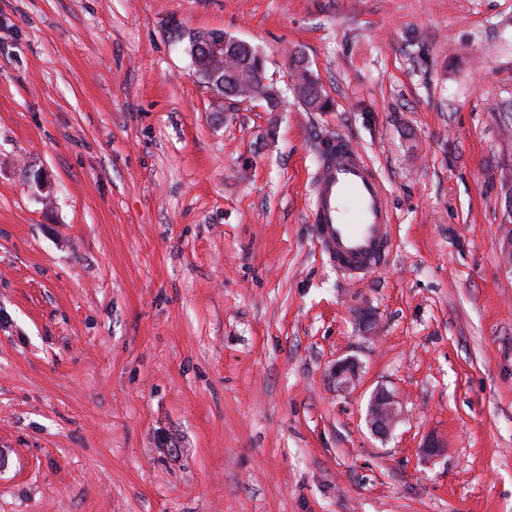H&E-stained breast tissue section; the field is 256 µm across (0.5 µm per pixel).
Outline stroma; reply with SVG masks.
Instances as JSON below:
<instances>
[{"instance_id": "35a3bbf8", "label": "stroma", "mask_w": 512, "mask_h": 512, "mask_svg": "<svg viewBox=\"0 0 512 512\" xmlns=\"http://www.w3.org/2000/svg\"><path fill=\"white\" fill-rule=\"evenodd\" d=\"M338 134L394 215L361 281L308 221ZM511 218L512 0H0V512H512ZM246 49L249 52H253L254 48L245 42L237 41V40H229L227 36L224 37L223 40H221L217 45H213L211 43H204L201 44V49L203 53L207 56H209L212 60V70L208 74V76L211 77V81L214 82L216 78L220 79L218 82V85L224 88L225 84V78H224V68H222L223 61H224V51L230 50L234 51L237 49ZM222 75V78H220ZM212 82L210 83V86L212 85ZM225 68L226 70L237 71L242 74L244 72H256L261 69L266 79H268L266 76L265 59L259 60L254 56H248L246 54L241 56L236 54L230 55L225 61ZM241 86L251 94L267 101L276 102L279 100V97L282 96L281 89L270 80L268 83L262 85H253L246 76H242ZM300 83L295 88L296 96L305 106L312 110H321L327 104V101H322L325 95L321 87L314 81L308 73V70H303L299 75ZM360 367L352 359L337 361L331 369V377L336 387L341 390H348L354 386L359 377ZM403 403L394 391L379 387L371 394L367 411L366 424L374 435L385 436L390 433L400 420Z\"/></svg>"}]
</instances>
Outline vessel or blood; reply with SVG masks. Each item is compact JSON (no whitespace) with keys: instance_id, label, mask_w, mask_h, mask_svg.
Masks as SVG:
<instances>
[{"instance_id":"obj_1","label":"vessel or blood","mask_w":512,"mask_h":512,"mask_svg":"<svg viewBox=\"0 0 512 512\" xmlns=\"http://www.w3.org/2000/svg\"><path fill=\"white\" fill-rule=\"evenodd\" d=\"M310 219L328 261L362 278L385 267L393 247L386 190L362 153L345 137L320 148Z\"/></svg>"}]
</instances>
